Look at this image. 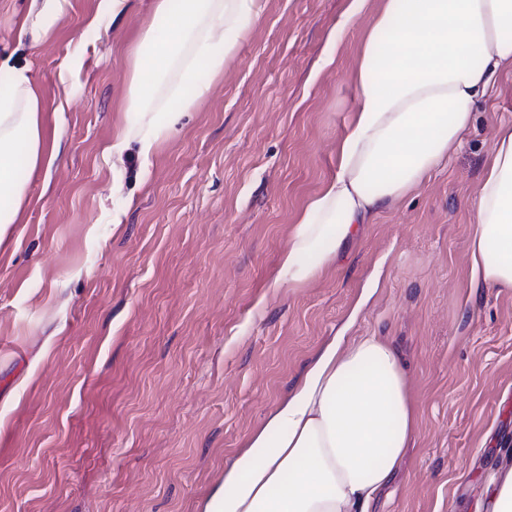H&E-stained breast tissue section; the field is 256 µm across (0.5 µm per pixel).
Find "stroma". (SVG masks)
Instances as JSON below:
<instances>
[{"label": "stroma", "instance_id": "35a3bbf8", "mask_svg": "<svg viewBox=\"0 0 512 512\" xmlns=\"http://www.w3.org/2000/svg\"><path fill=\"white\" fill-rule=\"evenodd\" d=\"M29 4L0 0V58L31 67L59 150L26 176L29 208L0 238V512H205L342 331L401 353L419 416L371 512H486L512 468V291L473 285L469 235L512 76L447 167L319 278L278 285L356 106L365 29L336 35L349 0H266L146 166L106 149L154 0L99 23L98 0H68L38 43L19 34Z\"/></svg>", "mask_w": 512, "mask_h": 512}]
</instances>
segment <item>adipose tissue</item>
<instances>
[{
	"label": "adipose tissue",
	"instance_id": "ef3b65f1",
	"mask_svg": "<svg viewBox=\"0 0 512 512\" xmlns=\"http://www.w3.org/2000/svg\"><path fill=\"white\" fill-rule=\"evenodd\" d=\"M367 3L350 0L338 26L371 17L336 173L295 224L280 282L316 279L359 225L421 189L458 147L495 77L512 74V0H382L373 15ZM264 11L265 0H156L132 52L109 153L133 145L149 162ZM44 112L30 67L0 60V234L29 203L19 170L57 159L44 144ZM472 208V280L512 291V123L497 130ZM416 430L401 354L374 333L335 337L225 466L206 512H370Z\"/></svg>",
	"mask_w": 512,
	"mask_h": 512
}]
</instances>
